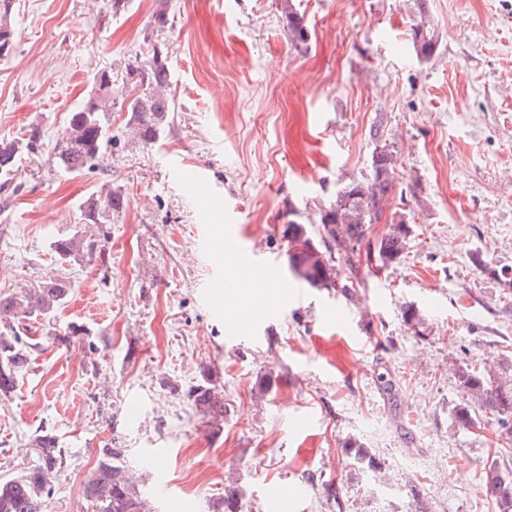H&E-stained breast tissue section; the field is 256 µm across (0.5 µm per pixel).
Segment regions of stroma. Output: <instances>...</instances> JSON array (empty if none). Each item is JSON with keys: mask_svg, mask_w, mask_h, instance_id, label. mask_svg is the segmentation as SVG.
<instances>
[{"mask_svg": "<svg viewBox=\"0 0 512 512\" xmlns=\"http://www.w3.org/2000/svg\"><path fill=\"white\" fill-rule=\"evenodd\" d=\"M294 3L301 41L280 0H14L0 139L35 127L41 140L0 187V298L53 275L73 289L54 320L20 323L34 349L0 401V480L52 435L65 455L52 512H88L83 485L106 448L123 450L150 512H218L232 482L245 512H499L484 468L512 467V445L478 403L476 427L457 424L455 371L512 366V296L472 262L512 265V0ZM421 16L426 60L411 40ZM156 51L175 102L158 140L128 143L116 94L97 166L60 170L54 148L96 76L117 90ZM378 123L398 158L385 210L413 229L401 263L360 268L353 302L301 285L246 321L217 317L206 286L224 234L252 256L225 297L266 265L287 276L290 216L314 226L339 183L369 173ZM184 167L223 198L220 223ZM111 189L128 203L104 256L60 264L51 242L94 234L81 204ZM408 304L422 335L402 321ZM70 325L83 334L55 339ZM204 382L216 408L188 395ZM350 438L380 470L345 453ZM411 30L412 40L417 55L422 58L430 57L435 49V41L433 36L430 34V30L427 29L422 16L419 21H416L411 25Z\"/></svg>", "mask_w": 512, "mask_h": 512, "instance_id": "obj_1", "label": "stroma"}]
</instances>
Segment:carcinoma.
<instances>
[{
	"instance_id": "1",
	"label": "carcinoma",
	"mask_w": 512,
	"mask_h": 512,
	"mask_svg": "<svg viewBox=\"0 0 512 512\" xmlns=\"http://www.w3.org/2000/svg\"><path fill=\"white\" fill-rule=\"evenodd\" d=\"M12 8L13 0H0V41L15 42ZM281 8L288 21L289 35L296 40L305 38L293 0H281ZM411 30L417 55L430 57L435 41L425 22H414ZM169 88V68L155 53L152 62L139 69L131 92L123 97L130 112L127 135L131 142L147 145L159 137L168 113L175 107ZM112 94L111 88L99 94L91 112L81 108L71 114L56 145L55 163L64 172L80 175L93 169L99 154L112 141L106 119V113L112 111ZM380 128L378 124L372 131L374 148L369 175L352 178L338 187L333 200L321 208L315 229L290 220L284 230L288 238V271L292 276L310 288L333 290L350 302L356 296L357 267L350 265L349 272L344 274L336 259L345 256L350 260L364 250L367 256L374 258L375 270L381 272L400 262L412 235L410 223L400 212L383 220V203L388 201L395 187L397 152L380 140ZM40 139V131L32 128L24 141L19 138L1 140L0 175H9L21 149L33 147ZM126 204V197L117 190L108 191L102 198L91 195L82 204L84 220L100 229L109 223L112 213L124 209ZM381 222L385 223L382 234L374 240L368 239L370 226ZM52 249L59 261L76 262L86 254L96 253L97 240L77 231L54 240ZM473 263L481 274L496 282L504 294H512L511 266L488 261L480 254L474 255ZM72 288L71 281L50 277L36 288L0 298V398H8L16 390L19 375L30 359L31 344L18 336L15 323L34 315L53 318L67 303ZM402 318L415 334H420L423 318L417 308L411 304L405 306ZM457 379L467 397L495 416L512 439V379L503 382L467 366L458 369ZM189 396L199 406L210 407L214 403L213 388L204 384L191 389ZM37 446V460L13 477L0 480V512H51L52 482L62 470L63 451L47 434L40 436ZM344 448L367 469H378L376 458L362 445L349 440ZM484 479L500 512H512V470L491 465L485 469ZM83 494L91 512H149L119 448L103 451L84 483ZM221 506L224 512H243L239 487L224 488Z\"/></svg>"
}]
</instances>
